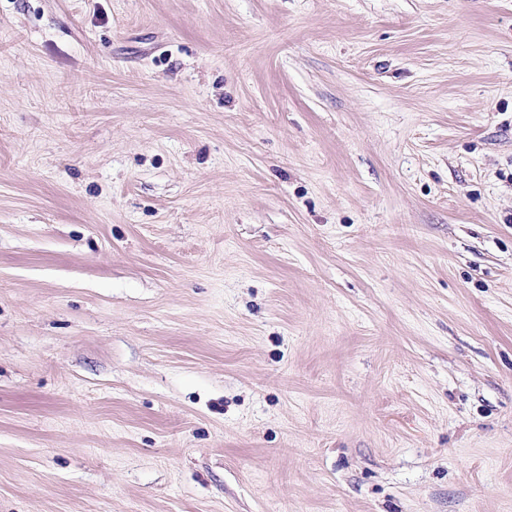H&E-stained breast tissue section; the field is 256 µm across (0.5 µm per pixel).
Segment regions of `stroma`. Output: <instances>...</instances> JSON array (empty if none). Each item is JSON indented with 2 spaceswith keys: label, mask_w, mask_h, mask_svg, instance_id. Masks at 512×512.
I'll list each match as a JSON object with an SVG mask.
<instances>
[{
  "label": "stroma",
  "mask_w": 512,
  "mask_h": 512,
  "mask_svg": "<svg viewBox=\"0 0 512 512\" xmlns=\"http://www.w3.org/2000/svg\"><path fill=\"white\" fill-rule=\"evenodd\" d=\"M0 512H512V0H0Z\"/></svg>",
  "instance_id": "obj_1"
}]
</instances>
